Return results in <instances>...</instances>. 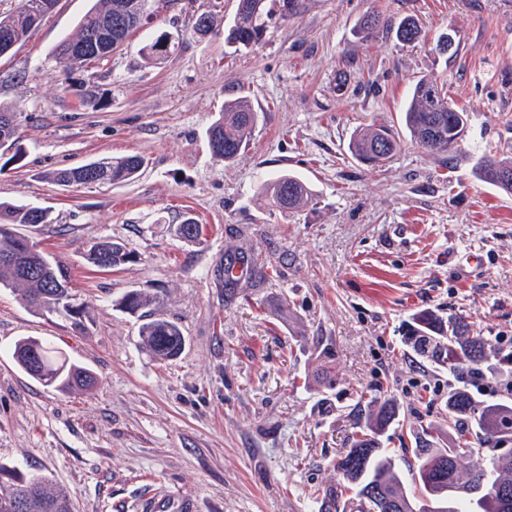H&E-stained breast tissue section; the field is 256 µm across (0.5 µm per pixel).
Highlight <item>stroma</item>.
Listing matches in <instances>:
<instances>
[{
    "mask_svg": "<svg viewBox=\"0 0 512 512\" xmlns=\"http://www.w3.org/2000/svg\"><path fill=\"white\" fill-rule=\"evenodd\" d=\"M210 3L164 0L106 65L63 75L50 52L90 0H59L0 56V102L20 109L25 149L0 167V201L47 209L30 240L65 265L85 325L77 332L0 289V465L44 469L76 512H146L158 500L166 512H317L310 491L336 482L356 392L397 400L383 441L399 458L410 427L447 413L456 381L408 345L414 314L461 313L483 336H512V195L476 175L485 153H512V0H299L241 52L220 36H185ZM373 12L413 17L422 39H360ZM449 28L458 47L443 55L436 39ZM163 31L182 34L181 48L146 64L142 46ZM424 75L472 114L457 153L444 164L407 141L380 170L351 159L355 130L400 125ZM239 96L259 122L227 164L206 133ZM121 155L146 159L134 181L45 178ZM283 171L310 184L307 207L280 212L258 199L260 180ZM188 217L203 226L199 241L175 234ZM99 239L125 243L135 260L93 266L85 252ZM230 251L253 270L228 297ZM133 289L159 294L155 316L182 327L178 358L141 348L140 318L118 305ZM22 336L91 369L97 388L65 392L29 377L12 356ZM321 337L336 350L329 389L315 382Z\"/></svg>",
    "mask_w": 512,
    "mask_h": 512,
    "instance_id": "35a3bbf8",
    "label": "stroma"
}]
</instances>
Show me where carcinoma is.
Masks as SVG:
<instances>
[{
    "label": "carcinoma",
    "instance_id": "carcinoma-1",
    "mask_svg": "<svg viewBox=\"0 0 512 512\" xmlns=\"http://www.w3.org/2000/svg\"><path fill=\"white\" fill-rule=\"evenodd\" d=\"M156 0H92L77 24L75 34L56 44L51 54L65 72L78 65L88 67L109 61L107 55L90 53L73 64L65 52L88 45L112 25V41L126 42L140 31L154 14ZM266 0H238L234 21L224 27V44L236 50L256 44L263 35L269 12ZM58 0H22L18 11L0 16V35L9 38L10 46L26 39L44 18L53 12ZM221 18L213 11L192 18L190 35L203 40L216 32ZM389 21L378 15L360 22L361 38L377 37ZM398 40L412 43L421 36L414 19L405 17L395 27ZM180 37L161 33L142 47L146 63L156 64L175 54ZM19 112L0 106V151L22 157L18 122ZM258 111L246 97L224 102L218 118L207 132L214 158L233 162L249 145L258 124ZM471 113L448 101L446 83L428 76L410 87L404 103V130L428 154L447 160L458 150ZM402 137L396 127L382 125L353 134L348 150L351 158L368 167L387 164L401 149ZM145 165L139 155L102 158L75 168L57 169L46 178L63 187L73 185L121 184L136 179ZM478 178L512 194V156H485L477 167ZM310 185L302 178L283 172L265 180L258 187V197L270 207L297 209L312 199ZM48 213L24 204L0 202V287L19 292L30 307L65 315L78 331L84 330L81 311L73 304L74 294L63 266L35 249L26 229L46 223ZM177 236L194 242L202 233L192 218L176 228ZM135 252L124 244L110 240L93 242L86 260L101 269H112L133 261ZM157 293L142 290L126 292L119 305L130 314L157 307ZM141 344L152 356L169 361L177 358L186 345L181 326L164 317H150L139 326ZM409 343L422 359L448 369L457 380L485 368L492 356L499 355L489 340L477 332L466 318L436 311H422L413 317ZM501 356V355H499ZM13 358L23 372L40 384L59 390L83 391L96 383L85 367L69 362L56 348L32 337L17 340ZM512 360L503 355L501 360ZM448 415L442 421L410 431L411 448L407 481L383 446L385 429L398 419L399 410L390 399L363 404L357 395L358 431L350 448L334 464L336 487L313 494L319 512H340L342 499L356 500L364 512H512V453L499 454L496 446L512 442V393L475 404L465 388L448 393ZM448 429L458 435L470 434L473 441L460 446L453 440L440 442V431ZM29 492L24 512H73L66 489L37 469L28 475H11L0 466V512H16L14 502Z\"/></svg>",
    "mask_w": 512,
    "mask_h": 512
}]
</instances>
